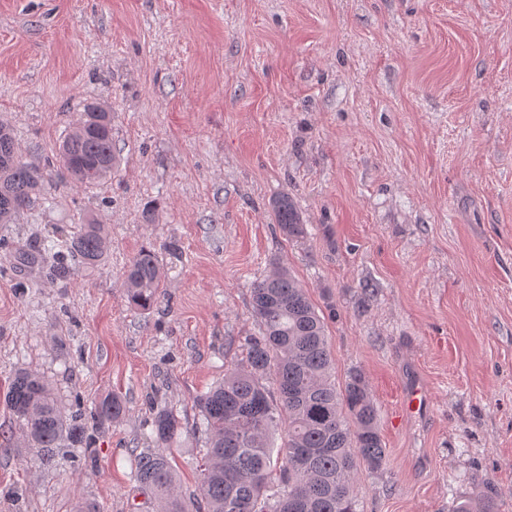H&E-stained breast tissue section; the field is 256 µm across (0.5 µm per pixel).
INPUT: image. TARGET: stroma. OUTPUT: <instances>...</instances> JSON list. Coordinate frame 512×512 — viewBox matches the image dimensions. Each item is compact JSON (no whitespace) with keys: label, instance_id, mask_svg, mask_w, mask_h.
<instances>
[{"label":"stroma","instance_id":"35a3bbf8","mask_svg":"<svg viewBox=\"0 0 512 512\" xmlns=\"http://www.w3.org/2000/svg\"><path fill=\"white\" fill-rule=\"evenodd\" d=\"M89 100L112 114L111 178L47 185L0 236L93 220L107 256L65 282L0 270V394L31 367L65 412L115 394L127 413L48 463L0 405V512H157L132 460L164 407L195 493L194 399L258 335L251 291L276 261L327 324L337 387L370 385L386 462L359 469L357 512H450L490 482L512 512V0H0L19 153L55 158ZM283 193L305 238L274 221ZM143 249L147 310L123 286ZM413 383L422 419L403 414ZM160 281V269L154 252L141 250L125 271V286L130 302L137 308L150 309L156 299Z\"/></svg>","mask_w":512,"mask_h":512}]
</instances>
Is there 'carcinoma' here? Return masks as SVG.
Segmentation results:
<instances>
[{
    "instance_id": "cac0c4a2",
    "label": "carcinoma",
    "mask_w": 512,
    "mask_h": 512,
    "mask_svg": "<svg viewBox=\"0 0 512 512\" xmlns=\"http://www.w3.org/2000/svg\"><path fill=\"white\" fill-rule=\"evenodd\" d=\"M60 152L61 182L77 185L106 176L116 162L111 113L98 103L85 104ZM51 179L22 160L11 128L0 124V224L28 208ZM271 211L287 239L306 235L288 195L277 197ZM107 250L102 224L57 231L34 249L12 247L0 238L10 267L36 266L59 280L97 266ZM159 281L154 252L141 250L125 271L130 302L151 308ZM252 308L262 335L245 338L240 362L195 402L201 416L197 432L207 440L196 494H182L168 457L151 448L134 455V481L151 493L160 512H356L357 467L377 468L386 457L368 381L354 373L336 388L325 322L288 268L273 263V271L253 288ZM3 403L20 423L23 441L43 449L49 459L65 443L83 441L88 429L117 423L126 412L123 401L111 396L94 405L88 418H69L46 379L31 369L17 373ZM151 427L156 443L166 444L181 423L162 409ZM280 428L284 443L274 459L272 438ZM496 506L491 486L478 509L467 499L454 512H496Z\"/></svg>"
}]
</instances>
